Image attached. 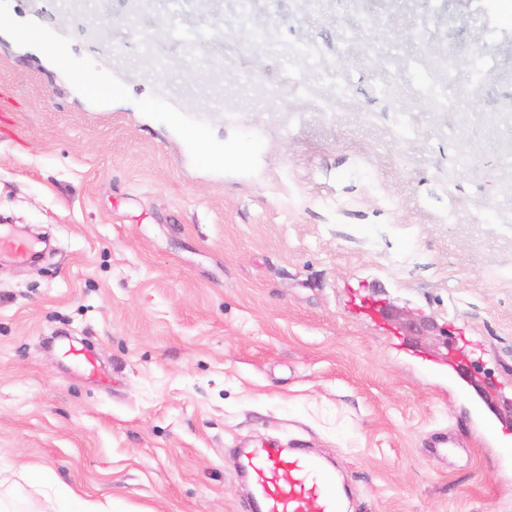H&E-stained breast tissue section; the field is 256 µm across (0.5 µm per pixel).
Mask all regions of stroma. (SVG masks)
<instances>
[{
	"instance_id": "1",
	"label": "stroma",
	"mask_w": 512,
	"mask_h": 512,
	"mask_svg": "<svg viewBox=\"0 0 512 512\" xmlns=\"http://www.w3.org/2000/svg\"><path fill=\"white\" fill-rule=\"evenodd\" d=\"M1 224L50 241L0 262L19 512H48L58 484L111 512H245L228 457L265 443L336 462L354 512H512V441L389 341L436 360L456 343L512 427L495 0H0ZM441 433L464 442L444 461Z\"/></svg>"
}]
</instances>
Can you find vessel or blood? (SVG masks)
<instances>
[{
    "label": "vessel or blood",
    "mask_w": 512,
    "mask_h": 512,
    "mask_svg": "<svg viewBox=\"0 0 512 512\" xmlns=\"http://www.w3.org/2000/svg\"><path fill=\"white\" fill-rule=\"evenodd\" d=\"M32 253L33 245L25 237L0 232V255L26 260ZM437 369L457 391L466 392L469 373L457 349H449L447 360ZM233 465L237 477L251 488L253 512H350L352 507L344 479L309 449L247 448Z\"/></svg>",
    "instance_id": "1"
}]
</instances>
